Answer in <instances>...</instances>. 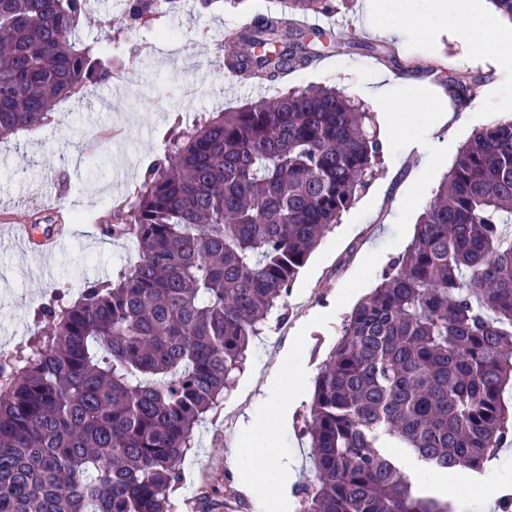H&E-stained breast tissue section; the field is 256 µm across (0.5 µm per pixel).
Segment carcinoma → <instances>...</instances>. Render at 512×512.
<instances>
[{
    "label": "carcinoma",
    "instance_id": "carcinoma-1",
    "mask_svg": "<svg viewBox=\"0 0 512 512\" xmlns=\"http://www.w3.org/2000/svg\"><path fill=\"white\" fill-rule=\"evenodd\" d=\"M181 0H125V26ZM227 67L272 81L329 48L306 28L332 0H281ZM87 0H0V140L107 82L112 54L78 37ZM465 96L479 80L456 79ZM382 157L372 113L334 87L214 112L171 135L108 232L138 260L37 311L43 330L0 359V512H172L194 430L241 371L250 337ZM512 121L476 131L415 234L347 316L315 380L316 480L299 512H451L388 452L484 472L512 435ZM233 480L200 489L227 508Z\"/></svg>",
    "mask_w": 512,
    "mask_h": 512
}]
</instances>
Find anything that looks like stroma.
I'll return each instance as SVG.
<instances>
[{"mask_svg": "<svg viewBox=\"0 0 512 512\" xmlns=\"http://www.w3.org/2000/svg\"><path fill=\"white\" fill-rule=\"evenodd\" d=\"M435 0H386L376 14H367L365 0H353L351 9L312 17L311 26L334 29L335 52L316 58L309 67L289 75L287 83L257 86L229 72L223 54H212L205 33L235 35L241 15L263 16L280 10L279 0H245L240 9L199 10L196 0H182L177 13H166L151 27H138L114 35L91 20L79 31L82 40L95 43L124 64L126 92L109 97L108 85L94 88L83 100L55 107L51 120L0 141V202L24 209L32 223L45 219L67 224L65 246L43 261L19 249L0 252V356L24 349L37 330L35 313L54 293L68 301L79 298L95 270L106 268L107 280H115L136 258L132 242L99 235L100 246L86 240L95 227L109 226L116 209L133 202L146 157L162 158L172 127L195 124L210 112L235 109L261 97H277L286 87L335 86L345 95L363 99L371 112L379 104L363 98L361 89L369 77L384 72L398 87H425L444 108L454 111L462 124L440 130L448 141L449 157H456L475 130L497 119L512 117V68L500 66L494 57L478 54L460 41L454 19L432 20ZM405 7L429 18L428 27L403 28L398 35L382 32L380 22L390 20ZM152 41L151 55L139 53L142 41ZM420 68L408 72L409 63ZM480 79L475 98L455 95L457 76ZM195 84L197 94L184 98L181 88ZM428 152L413 143L399 153L384 151L370 185L340 224L327 232L301 269L277 314L269 315L258 336L252 338L247 361L235 385L195 430V445L187 454L183 480L171 494L174 512H193L202 483L223 481L238 473L231 460L239 436L235 419L257 412L268 399V376L277 370L298 332H305L303 365L307 381H314L328 360L350 305H338L345 283L356 273L364 257L380 252L378 268H385L402 248L392 245L395 221L410 186L427 166ZM63 187L60 198L30 202L32 188L48 176ZM329 314L326 325H312L319 314ZM311 393H304L288 409L285 427L292 451L289 467L293 478L285 484L291 512L298 507L296 485L315 479L309 440L303 435L309 418ZM237 499L232 512H262L255 493L242 481L234 483ZM512 493V446L500 449L484 474H469L465 485L449 489L453 512H500L486 506V496Z\"/></svg>", "mask_w": 512, "mask_h": 512, "instance_id": "obj_1", "label": "stroma"}]
</instances>
